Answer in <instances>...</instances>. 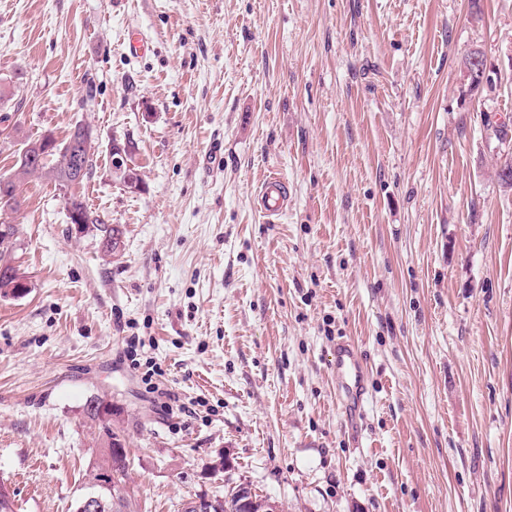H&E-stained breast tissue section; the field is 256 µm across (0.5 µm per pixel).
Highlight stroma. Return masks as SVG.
<instances>
[{
	"instance_id": "1",
	"label": "stroma",
	"mask_w": 512,
	"mask_h": 512,
	"mask_svg": "<svg viewBox=\"0 0 512 512\" xmlns=\"http://www.w3.org/2000/svg\"><path fill=\"white\" fill-rule=\"evenodd\" d=\"M0 0V175L25 138L90 124L108 255L53 183L14 225L0 296V481L74 512L125 438L135 512L245 482L283 512H512V0ZM152 43L134 58L131 29ZM480 50L492 87L470 91ZM94 83V100L85 86ZM142 182L117 178L110 141ZM275 172L288 207L262 212ZM142 341L136 359L127 340ZM354 342L355 423L330 365ZM178 393L165 411L151 390Z\"/></svg>"
}]
</instances>
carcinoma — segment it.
<instances>
[{"mask_svg":"<svg viewBox=\"0 0 512 512\" xmlns=\"http://www.w3.org/2000/svg\"><path fill=\"white\" fill-rule=\"evenodd\" d=\"M95 136L93 128L87 123H77L69 131L66 139L44 153L41 164L37 168L29 170H14L10 177L21 183L32 176L41 177L53 182L57 186L63 185L70 177V149H77L83 153V164L86 168L84 179L88 180L94 173L97 163L98 147L87 148L88 137ZM88 223L92 224L99 232V247L104 252H112L120 239V229L112 225L101 215L91 210L88 205H83ZM84 415L87 421L102 429L105 435L103 446L99 450V456L92 465V471L105 476L110 472L123 473L121 484L115 485V492L121 500L122 512H132L131 495L129 494L127 481L129 479L130 459L128 454L118 452L112 447V438L116 433L112 432V404L99 397L87 400L84 406Z\"/></svg>","mask_w":512,"mask_h":512,"instance_id":"1","label":"carcinoma"}]
</instances>
